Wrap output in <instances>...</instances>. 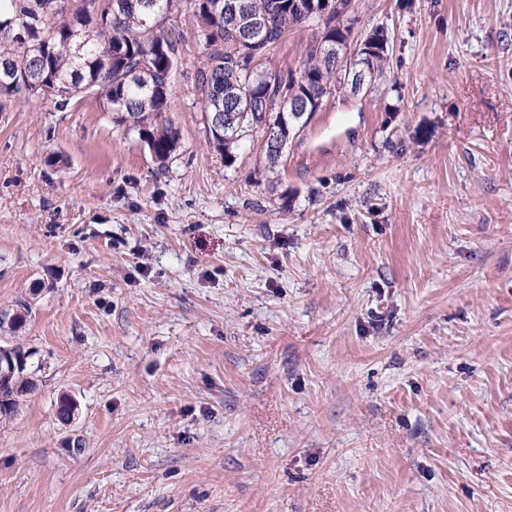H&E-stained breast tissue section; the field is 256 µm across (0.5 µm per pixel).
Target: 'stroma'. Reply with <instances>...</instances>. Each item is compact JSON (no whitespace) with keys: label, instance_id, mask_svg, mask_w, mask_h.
Segmentation results:
<instances>
[{"label":"stroma","instance_id":"35a3bbf8","mask_svg":"<svg viewBox=\"0 0 512 512\" xmlns=\"http://www.w3.org/2000/svg\"><path fill=\"white\" fill-rule=\"evenodd\" d=\"M346 20L390 68L272 173L210 145L187 10L165 172L94 98L0 102V309L41 366L0 512H512V0ZM388 39V34L384 29H374L366 34L358 44L365 62L376 73L375 83L384 76V71L389 63Z\"/></svg>","mask_w":512,"mask_h":512}]
</instances>
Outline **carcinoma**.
Listing matches in <instances>:
<instances>
[{
  "instance_id": "cac0c4a2",
  "label": "carcinoma",
  "mask_w": 512,
  "mask_h": 512,
  "mask_svg": "<svg viewBox=\"0 0 512 512\" xmlns=\"http://www.w3.org/2000/svg\"><path fill=\"white\" fill-rule=\"evenodd\" d=\"M148 0H0V64L13 70V81H0V97L27 100L51 97L61 109L84 97L97 99L115 122L138 131L157 170L163 172L177 148V133L163 123L174 77L180 67L171 18L184 8L196 19L199 58L194 84L204 115L224 113L239 129L238 139L209 136L224 154V165L251 136L264 116L275 120L279 99L326 98L336 86L332 49L336 38L351 35L322 22L321 0H241L245 14L263 16L262 40L248 43L242 15L226 9L228 0H159L162 16L146 21L141 4ZM317 23L298 68L265 79L258 65L288 33ZM362 57L384 76L389 63L388 34L374 29L359 43ZM32 309L25 303L10 310L9 331L22 328ZM24 391L0 384V415L11 417Z\"/></svg>"
}]
</instances>
